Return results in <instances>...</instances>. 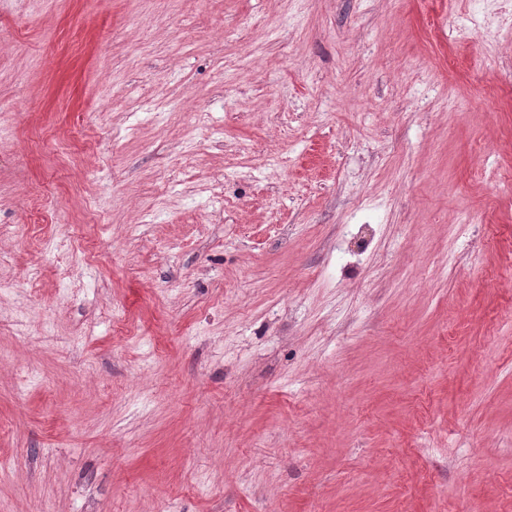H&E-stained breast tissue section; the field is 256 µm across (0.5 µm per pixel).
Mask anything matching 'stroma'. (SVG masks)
Returning <instances> with one entry per match:
<instances>
[{"label":"stroma","instance_id":"stroma-1","mask_svg":"<svg viewBox=\"0 0 512 512\" xmlns=\"http://www.w3.org/2000/svg\"><path fill=\"white\" fill-rule=\"evenodd\" d=\"M478 7L0 0V512H512Z\"/></svg>","mask_w":512,"mask_h":512}]
</instances>
